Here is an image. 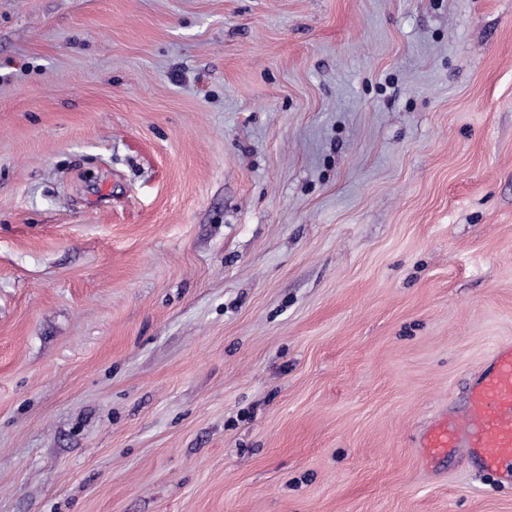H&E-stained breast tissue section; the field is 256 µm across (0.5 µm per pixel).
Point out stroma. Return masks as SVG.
Listing matches in <instances>:
<instances>
[{
  "instance_id": "1",
  "label": "stroma",
  "mask_w": 512,
  "mask_h": 512,
  "mask_svg": "<svg viewBox=\"0 0 512 512\" xmlns=\"http://www.w3.org/2000/svg\"><path fill=\"white\" fill-rule=\"evenodd\" d=\"M506 342L512 0H0V512H512ZM425 462L457 455L512 484V344L498 347L469 389L461 414L447 411L423 433Z\"/></svg>"
}]
</instances>
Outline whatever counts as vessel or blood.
Here are the masks:
<instances>
[{
	"instance_id": "obj_1",
	"label": "vessel or blood",
	"mask_w": 512,
	"mask_h": 512,
	"mask_svg": "<svg viewBox=\"0 0 512 512\" xmlns=\"http://www.w3.org/2000/svg\"><path fill=\"white\" fill-rule=\"evenodd\" d=\"M425 461L458 453L512 484V344L498 347L469 389L462 413H443L423 433Z\"/></svg>"
}]
</instances>
